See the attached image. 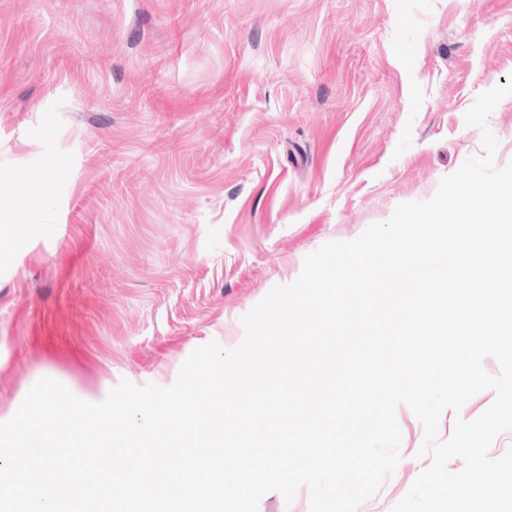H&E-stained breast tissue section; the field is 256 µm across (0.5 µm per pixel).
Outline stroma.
I'll list each match as a JSON object with an SVG mask.
<instances>
[{
  "instance_id": "stroma-1",
  "label": "stroma",
  "mask_w": 512,
  "mask_h": 512,
  "mask_svg": "<svg viewBox=\"0 0 512 512\" xmlns=\"http://www.w3.org/2000/svg\"><path fill=\"white\" fill-rule=\"evenodd\" d=\"M512 0H0V422L233 349L305 257L482 154ZM358 512H391L429 458Z\"/></svg>"
}]
</instances>
